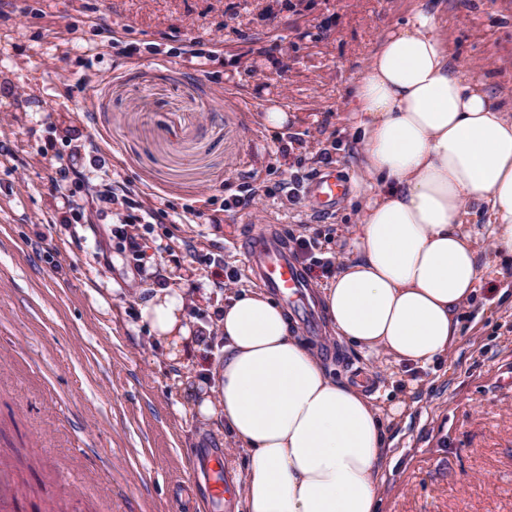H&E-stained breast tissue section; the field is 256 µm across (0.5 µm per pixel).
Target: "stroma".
Instances as JSON below:
<instances>
[{"mask_svg": "<svg viewBox=\"0 0 512 512\" xmlns=\"http://www.w3.org/2000/svg\"><path fill=\"white\" fill-rule=\"evenodd\" d=\"M418 1L0 0V462L20 512H246L243 451L177 383L202 384L222 358L212 312L255 285L245 235L279 225L315 287L350 256L373 190L351 92ZM422 1L455 60L493 91L512 87V0ZM274 106L290 116L279 134L262 121ZM329 166L353 188L321 218L304 187ZM112 182L157 213L135 228L139 275L98 211ZM463 221L483 274L448 357L416 368L295 330L336 380L364 378L378 406H405L386 426L380 512H512V263L483 234L488 209L467 205ZM210 254L223 265L206 266ZM160 280L206 338L178 366L140 317ZM207 450L224 458L229 503L187 464Z\"/></svg>", "mask_w": 512, "mask_h": 512, "instance_id": "1", "label": "stroma"}]
</instances>
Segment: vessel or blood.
<instances>
[{"label":"vessel or blood","instance_id":"obj_1","mask_svg":"<svg viewBox=\"0 0 512 512\" xmlns=\"http://www.w3.org/2000/svg\"><path fill=\"white\" fill-rule=\"evenodd\" d=\"M350 189L348 178L335 169L327 168L320 170L309 181L305 197L313 212L327 215ZM241 250L247 271L296 314L307 330H315V314L305 303L310 283L280 235L273 231L255 234L242 241ZM201 464L208 475L212 497L222 499L230 490V483L224 475L222 456H207ZM19 501L20 485L14 471L10 467L0 466V512H15Z\"/></svg>","mask_w":512,"mask_h":512}]
</instances>
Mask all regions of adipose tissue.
<instances>
[{
    "label": "adipose tissue",
    "mask_w": 512,
    "mask_h": 512,
    "mask_svg": "<svg viewBox=\"0 0 512 512\" xmlns=\"http://www.w3.org/2000/svg\"><path fill=\"white\" fill-rule=\"evenodd\" d=\"M452 58L436 14L419 5L379 41L353 86V136L376 191L344 259L316 297L327 327L363 354L426 366L461 339L458 311L481 268L462 224L466 203L491 214L499 255L512 258V92ZM141 317L178 361L201 344L185 299L155 289ZM224 359L195 402L223 423L248 461V512H378L384 417L361 388L329 376L265 290L231 296L217 322Z\"/></svg>",
    "instance_id": "obj_1"
}]
</instances>
